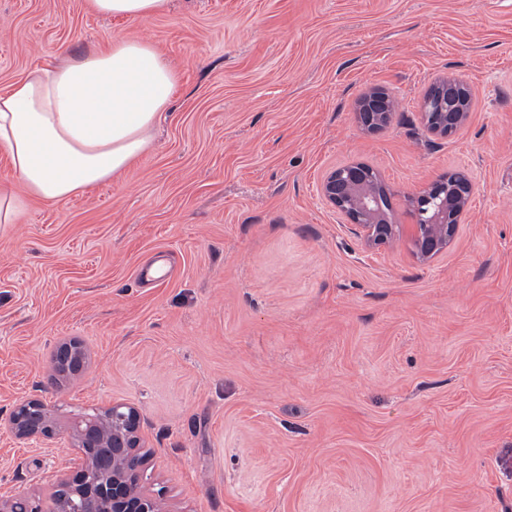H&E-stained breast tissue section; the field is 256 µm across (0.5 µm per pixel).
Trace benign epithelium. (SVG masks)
<instances>
[{
  "label": "benign epithelium",
  "instance_id": "1",
  "mask_svg": "<svg viewBox=\"0 0 512 512\" xmlns=\"http://www.w3.org/2000/svg\"><path fill=\"white\" fill-rule=\"evenodd\" d=\"M472 96L471 87L461 78L447 76L438 82V91L423 101L433 104V111L421 113L425 130L450 137L467 124L470 109L461 107L464 96ZM396 102L383 90L368 93L356 113L363 130L383 129ZM372 168L362 163H348L331 170L320 185L325 202L349 224L358 228L364 244L373 249L390 246L406 236L413 255L428 262L444 251L454 238L462 218L471 205L474 191L466 176L450 172L432 182L418 195L414 223L383 224L376 193L369 183ZM66 366L75 377L87 367L84 345L75 339L59 343L49 360L51 372ZM140 412L128 403H115L93 415L77 414L70 418L67 439L73 452L82 456L83 465L72 475L59 472L54 491L64 494L86 491L96 484L101 470L111 473L109 483L98 490L92 502L81 499L70 503L64 512H168L166 502L144 486L147 454L139 437ZM1 427L22 443H40L55 438L57 409L39 399L21 401ZM0 512H37L26 495L0 500Z\"/></svg>",
  "mask_w": 512,
  "mask_h": 512
}]
</instances>
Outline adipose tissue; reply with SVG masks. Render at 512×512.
<instances>
[{
  "mask_svg": "<svg viewBox=\"0 0 512 512\" xmlns=\"http://www.w3.org/2000/svg\"><path fill=\"white\" fill-rule=\"evenodd\" d=\"M176 81L154 45L127 38L34 67L0 93V151L28 195L64 202L139 158Z\"/></svg>",
  "mask_w": 512,
  "mask_h": 512,
  "instance_id": "1",
  "label": "adipose tissue"
}]
</instances>
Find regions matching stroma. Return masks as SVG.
<instances>
[{"label": "stroma", "instance_id": "obj_1", "mask_svg": "<svg viewBox=\"0 0 512 512\" xmlns=\"http://www.w3.org/2000/svg\"><path fill=\"white\" fill-rule=\"evenodd\" d=\"M115 37L177 72L145 152L0 224V419L141 413L146 485L170 512H512V0H168L141 19L88 0H0V91ZM453 75L472 116L426 135ZM398 103L365 132L362 98ZM357 161L397 223L439 176L474 183L447 250L371 249L320 196ZM171 255L152 288L136 268ZM81 341L82 377L47 360ZM64 436L0 433V499L49 507ZM12 437L22 443H40L54 439L57 432V409L39 399L21 401L8 420L2 423Z\"/></svg>", "mask_w": 512, "mask_h": 512}]
</instances>
